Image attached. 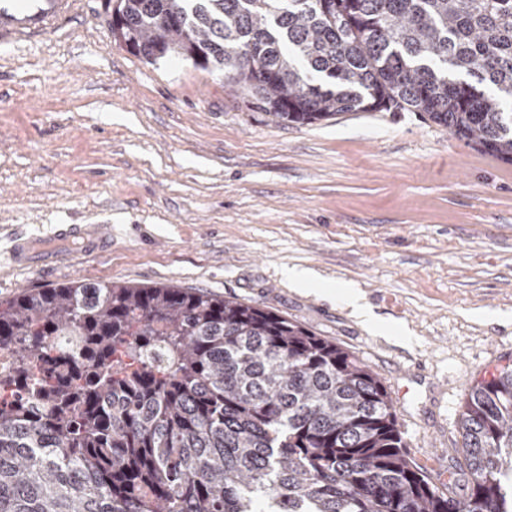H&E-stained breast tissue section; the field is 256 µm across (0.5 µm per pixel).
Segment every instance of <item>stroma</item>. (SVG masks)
Masks as SVG:
<instances>
[{
    "label": "stroma",
    "mask_w": 512,
    "mask_h": 512,
    "mask_svg": "<svg viewBox=\"0 0 512 512\" xmlns=\"http://www.w3.org/2000/svg\"><path fill=\"white\" fill-rule=\"evenodd\" d=\"M107 10L0 0V300L80 279L276 312L383 379L409 456L447 486L470 385L512 364V165L416 112L273 122L218 74L131 54ZM59 224L106 225L112 247L82 253ZM17 232L59 262L8 265ZM336 295L345 301L357 316L364 319V321L369 323L372 327L375 329L382 327V323L374 317L368 306L362 303L363 298L357 290L345 287L336 288Z\"/></svg>",
    "instance_id": "stroma-1"
}]
</instances>
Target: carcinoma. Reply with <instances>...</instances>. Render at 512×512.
Returning a JSON list of instances; mask_svg holds the SVG:
<instances>
[{
    "instance_id": "cac0c4a2",
    "label": "carcinoma",
    "mask_w": 512,
    "mask_h": 512,
    "mask_svg": "<svg viewBox=\"0 0 512 512\" xmlns=\"http://www.w3.org/2000/svg\"><path fill=\"white\" fill-rule=\"evenodd\" d=\"M110 26L276 122L418 112L512 164V0H118ZM0 352V512H512L509 366L468 394L454 493L363 361L234 298L37 288L0 302Z\"/></svg>"
}]
</instances>
